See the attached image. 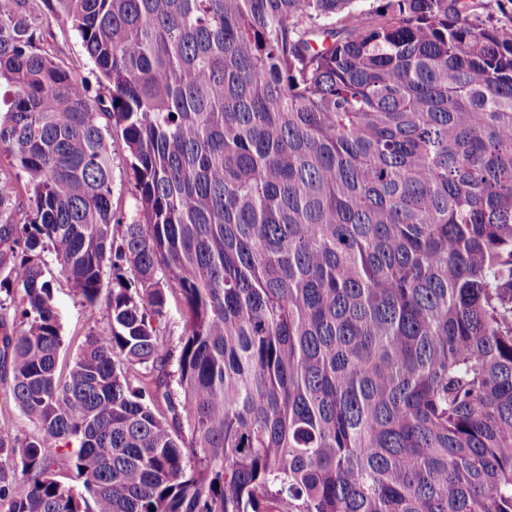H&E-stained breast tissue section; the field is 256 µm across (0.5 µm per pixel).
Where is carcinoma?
Segmentation results:
<instances>
[{
  "mask_svg": "<svg viewBox=\"0 0 512 512\" xmlns=\"http://www.w3.org/2000/svg\"><path fill=\"white\" fill-rule=\"evenodd\" d=\"M34 2L0 3V368L37 428L0 431V512H512V15L43 0L105 101ZM48 257L93 324L65 373ZM42 47L61 64L71 69L80 78L88 81L93 91L103 99L109 97V87L104 81L99 83L98 71L84 53L81 43L74 32L51 22L43 27ZM114 170L112 181V203L118 213L128 214L133 207L132 183L126 168L125 157L127 155L124 142L120 135L113 134ZM168 306L167 322L166 327L164 328V333L169 344L173 347L179 343L184 324L181 307L175 293L169 292Z\"/></svg>",
  "mask_w": 512,
  "mask_h": 512,
  "instance_id": "carcinoma-1",
  "label": "carcinoma"
}]
</instances>
